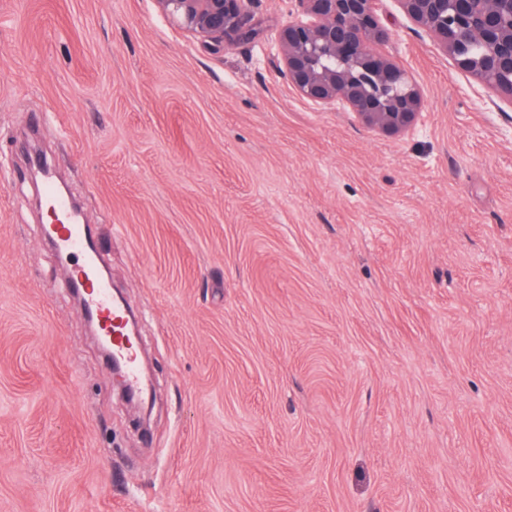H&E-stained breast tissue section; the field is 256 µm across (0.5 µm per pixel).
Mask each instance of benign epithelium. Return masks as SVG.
<instances>
[{"mask_svg":"<svg viewBox=\"0 0 512 512\" xmlns=\"http://www.w3.org/2000/svg\"><path fill=\"white\" fill-rule=\"evenodd\" d=\"M157 9L207 48L251 43L262 22L253 0H154ZM294 17L276 35L274 62L308 102L350 112L367 127L401 136L417 128L423 98L406 71L383 52L391 32L381 23L384 0H294ZM404 15L453 62L512 103V0H397ZM480 52L473 55L469 46ZM115 384L123 362L102 344Z\"/></svg>","mask_w":512,"mask_h":512,"instance_id":"7a95c632","label":"benign epithelium"}]
</instances>
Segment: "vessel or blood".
<instances>
[{
  "mask_svg": "<svg viewBox=\"0 0 512 512\" xmlns=\"http://www.w3.org/2000/svg\"><path fill=\"white\" fill-rule=\"evenodd\" d=\"M48 217L53 226L52 238L56 250L68 254L79 252L83 255L84 228L74 218L70 207L61 196H52ZM70 280L81 289L87 308L95 312L101 335L109 337L114 353L125 359L129 369V388L138 389L141 384L137 371L138 360L133 343L125 335L124 307L110 299L106 285L94 273L90 258L83 255L82 262L74 266Z\"/></svg>",
  "mask_w": 512,
  "mask_h": 512,
  "instance_id": "b4317fda",
  "label": "vessel or blood"
}]
</instances>
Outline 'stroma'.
Returning a JSON list of instances; mask_svg holds the SVG:
<instances>
[{
	"label": "stroma",
	"instance_id": "35a3bbf8",
	"mask_svg": "<svg viewBox=\"0 0 512 512\" xmlns=\"http://www.w3.org/2000/svg\"><path fill=\"white\" fill-rule=\"evenodd\" d=\"M154 0H0V512H512V104L385 0L387 137ZM38 133L139 316L140 427L43 236Z\"/></svg>",
	"mask_w": 512,
	"mask_h": 512
}]
</instances>
